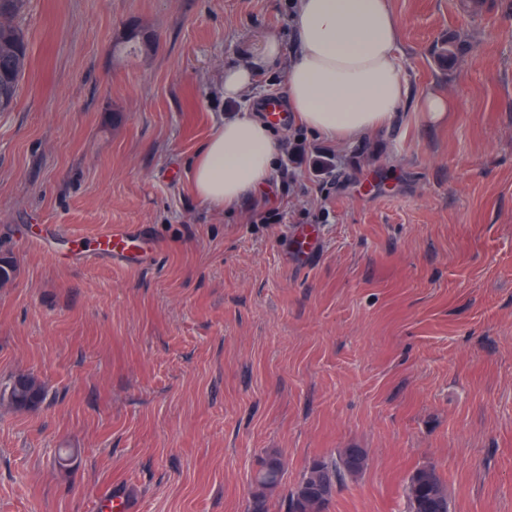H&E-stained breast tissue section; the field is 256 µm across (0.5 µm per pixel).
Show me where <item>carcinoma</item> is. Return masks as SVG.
I'll list each match as a JSON object with an SVG mask.
<instances>
[{
  "mask_svg": "<svg viewBox=\"0 0 512 512\" xmlns=\"http://www.w3.org/2000/svg\"><path fill=\"white\" fill-rule=\"evenodd\" d=\"M26 0H0V112L8 111L18 93L19 84L25 71L28 47L24 32L17 19L22 14ZM21 376H16L10 386L0 393V399L17 405L20 399L32 405L40 404L45 397L41 382L28 376L31 388L21 391L17 384ZM321 470L319 482L297 485L288 501V512H305L303 502L316 496L330 500L336 485L358 475L362 468L353 467L343 456L330 459H317L312 462ZM283 465L276 455H269L260 464L253 477L254 512H265L267 498L281 484ZM403 494L408 503V512H449L448 494L444 482L432 467H422L411 472L403 486Z\"/></svg>",
  "mask_w": 512,
  "mask_h": 512,
  "instance_id": "cac0c4a2",
  "label": "carcinoma"
}]
</instances>
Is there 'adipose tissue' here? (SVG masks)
<instances>
[{
	"label": "adipose tissue",
	"instance_id": "1",
	"mask_svg": "<svg viewBox=\"0 0 512 512\" xmlns=\"http://www.w3.org/2000/svg\"><path fill=\"white\" fill-rule=\"evenodd\" d=\"M299 46L286 75L287 100L297 120L339 143L363 140L391 125L406 93L399 23L388 0H296ZM282 54L266 36L252 63L224 72V95L239 97L259 64ZM273 132L260 114L224 120L202 144L190 168L195 196L211 209L231 211L258 197L275 163Z\"/></svg>",
	"mask_w": 512,
	"mask_h": 512
}]
</instances>
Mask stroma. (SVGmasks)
I'll use <instances>...</instances> for the list:
<instances>
[{
	"label": "stroma",
	"instance_id": "35a3bbf8",
	"mask_svg": "<svg viewBox=\"0 0 512 512\" xmlns=\"http://www.w3.org/2000/svg\"><path fill=\"white\" fill-rule=\"evenodd\" d=\"M293 0H28V63L0 112V512H252L261 458L283 479L364 449L327 512H407L435 466L450 512H512V0H389L408 95L346 144L274 126L262 205L210 209L189 168L226 114L284 96ZM153 37L119 52L131 28ZM283 43L241 100L224 68ZM463 50L449 65L448 37ZM445 95L439 126L419 99ZM63 230L43 243L35 225ZM143 226L133 264L95 255L105 225ZM314 229L317 249L295 251ZM22 377L28 378L33 387L20 392L17 384ZM44 397L45 390L41 382L31 375L23 374L16 376L10 386L0 393L1 400L6 398L17 409V402L20 400V398L30 401L32 406L35 407L44 400ZM103 512H130L135 509L133 500L120 489L112 488L102 498Z\"/></svg>",
	"mask_w": 512,
	"mask_h": 512
}]
</instances>
